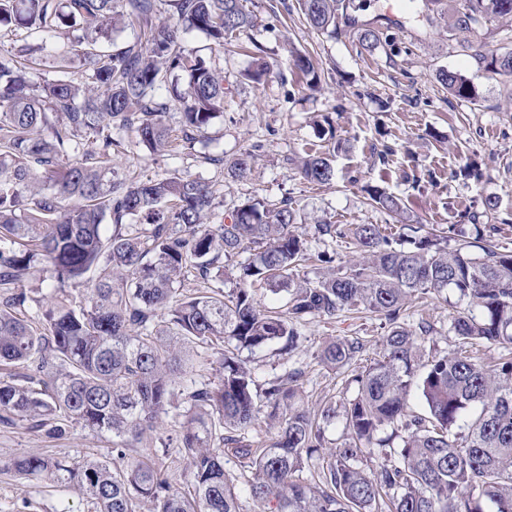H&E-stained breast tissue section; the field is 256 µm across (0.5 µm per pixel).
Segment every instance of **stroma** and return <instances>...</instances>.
Listing matches in <instances>:
<instances>
[{
	"label": "stroma",
	"mask_w": 512,
	"mask_h": 512,
	"mask_svg": "<svg viewBox=\"0 0 512 512\" xmlns=\"http://www.w3.org/2000/svg\"><path fill=\"white\" fill-rule=\"evenodd\" d=\"M419 0H351L335 36L311 28L297 0H247L254 26L235 45L219 46L205 33L182 36L187 55L205 58L224 79V113L194 150L173 155L152 153L134 133L125 136L112 167L126 178H161L179 173L212 184L218 207L212 224H227L242 203L291 199L310 254H336L348 260L345 240L320 236L317 224H382L391 218L372 207L366 184L385 187L403 199L411 224L431 231L461 223L464 214L496 227L495 240L512 250V76L488 70L484 56L512 52V20L479 21L460 28L465 0H438L430 21L413 22ZM379 36L375 49H364L359 32ZM261 46L272 70L261 82L248 80L253 48ZM311 54L319 66L321 88L307 90L289 65L290 52ZM466 77L475 99H458L441 84V71ZM333 129L344 149L335 158L336 180L316 186L303 180L293 158L324 150L320 131ZM386 160H379V153ZM250 158L244 178L224 175V162ZM476 162L480 180H466L459 171ZM499 202L484 207L486 198ZM456 294L439 299L427 294L409 309L414 321L433 327L425 349L437 355L457 352L448 330V316L459 307ZM384 331L381 317L343 313L333 320L315 318L300 328L302 345L284 355L279 344L262 350H241L257 383L298 367L304 370L302 391L309 406L324 397H352L347 381L353 370L375 358L376 340ZM360 339L364 349L353 368L333 370L316 356L329 337ZM112 453V439L71 423L59 439L32 428L29 422L0 424V512H86L78 491L64 493L46 483L16 474L11 463L21 456H53L72 463Z\"/></svg>",
	"instance_id": "1"
}]
</instances>
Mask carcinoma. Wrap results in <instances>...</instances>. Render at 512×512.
Returning <instances> with one entry per match:
<instances>
[{
	"instance_id": "obj_1",
	"label": "carcinoma",
	"mask_w": 512,
	"mask_h": 512,
	"mask_svg": "<svg viewBox=\"0 0 512 512\" xmlns=\"http://www.w3.org/2000/svg\"><path fill=\"white\" fill-rule=\"evenodd\" d=\"M174 23H154L157 0H0V30L68 32L76 57L92 65L76 83L63 60H44V44L0 43V366L25 364L24 380H0V422L20 419L53 437L76 420L112 436L121 465L89 459L22 456L12 469L60 490L74 489L88 512H240L236 478L224 457L241 460L248 487L268 512H512V357L488 367L467 354L476 346L512 343V252L476 234L448 248L456 225L431 236H410L402 199L368 184L375 208L400 223L319 224L318 232L347 239L346 262L323 254L311 280L300 276L308 249L297 212L283 199H253L229 224L206 223L215 192L200 178L172 174L125 181L112 178V150L132 131L155 151H184L205 137L224 110V80L202 57L189 58L181 34L206 33L219 45L247 32L253 16L244 0H172ZM344 0H300L307 24L336 33ZM469 20L512 17V0H466ZM149 27L145 45L112 50L122 17ZM57 73L38 82L30 64ZM307 88L320 82L311 58L293 55ZM487 67L512 75V53L491 55ZM188 72L172 88L182 112L180 134L163 116L167 103L149 97L162 73ZM441 82L458 98L475 91L460 74ZM297 168L308 182L336 177L329 155L308 153ZM137 223H132V220ZM112 234H103L105 224ZM237 287L224 292V261L243 252ZM39 264L53 283L30 312L28 296L11 285ZM195 289L188 292L187 284ZM87 284L73 305L69 286ZM287 292L283 311L263 310L254 285ZM454 291L467 306L449 319L462 351L423 357L432 326L403 318L418 295ZM369 312L385 320L377 358L352 382L357 394L341 402L346 438L329 449L318 480L300 473L324 448L322 424L336 418V402L305 405L293 369L258 394L254 376L234 351L280 342L298 347V326L312 318ZM222 347L218 382L189 377L191 352ZM359 339L334 338L317 356L336 370L362 352ZM418 390L425 412L415 413ZM178 462L190 487L172 489L159 467L156 442L162 416L177 400ZM265 423L272 436L253 442L248 430ZM391 426L400 444L382 450L378 469L365 449Z\"/></svg>"
}]
</instances>
